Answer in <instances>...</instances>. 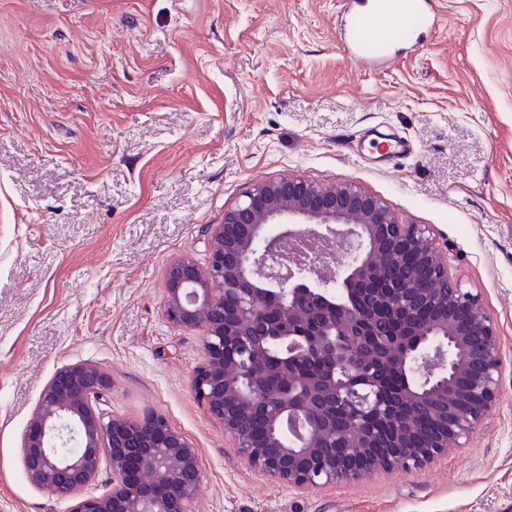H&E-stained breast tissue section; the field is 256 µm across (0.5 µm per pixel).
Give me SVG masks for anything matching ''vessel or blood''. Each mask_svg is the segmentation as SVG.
I'll list each match as a JSON object with an SVG mask.
<instances>
[{
    "instance_id": "obj_1",
    "label": "vessel or blood",
    "mask_w": 512,
    "mask_h": 512,
    "mask_svg": "<svg viewBox=\"0 0 512 512\" xmlns=\"http://www.w3.org/2000/svg\"><path fill=\"white\" fill-rule=\"evenodd\" d=\"M430 4L431 0H373L370 11L347 10L342 20V31L350 59L362 66L388 64L395 42H413L419 29L431 21ZM394 18L406 22L397 36L389 27L390 20Z\"/></svg>"
}]
</instances>
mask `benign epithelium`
I'll list each match as a JSON object with an SVG mask.
<instances>
[{"instance_id": "benign-epithelium-1", "label": "benign epithelium", "mask_w": 512, "mask_h": 512, "mask_svg": "<svg viewBox=\"0 0 512 512\" xmlns=\"http://www.w3.org/2000/svg\"><path fill=\"white\" fill-rule=\"evenodd\" d=\"M311 242L290 264L286 243ZM206 266L166 268L168 320L204 337L194 392L238 455L290 487L313 490L378 470L419 466L461 445L496 400L495 322L448 272L427 230L377 196L297 176L254 185L208 225ZM387 280L379 296L368 285ZM366 336L364 347L337 338ZM405 379L391 400L380 370ZM101 366L58 369L22 443L30 483L70 512H191L197 448L149 413L105 420ZM263 425L255 431V423ZM112 490L88 487L102 460Z\"/></svg>"}]
</instances>
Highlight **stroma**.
Listing matches in <instances>:
<instances>
[{
    "mask_svg": "<svg viewBox=\"0 0 512 512\" xmlns=\"http://www.w3.org/2000/svg\"><path fill=\"white\" fill-rule=\"evenodd\" d=\"M347 7L0 0V512H69L21 448L44 385L81 362L111 378L105 418L156 412L197 448L192 512H512V0H433L378 71L343 49ZM288 174L425 225L482 299L503 375L461 448L299 492L197 401L203 339L168 322L166 266L206 262V225Z\"/></svg>",
    "mask_w": 512,
    "mask_h": 512,
    "instance_id": "1",
    "label": "stroma"
}]
</instances>
